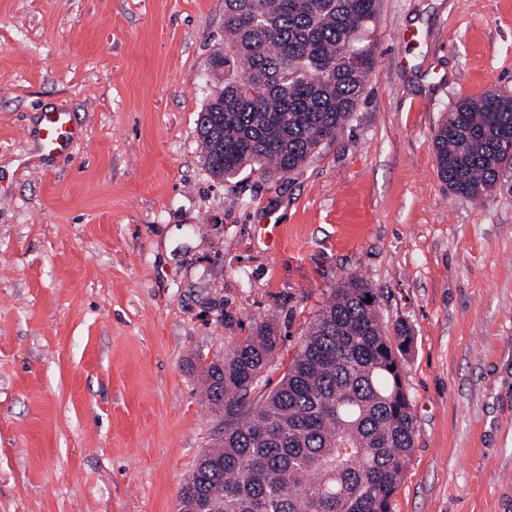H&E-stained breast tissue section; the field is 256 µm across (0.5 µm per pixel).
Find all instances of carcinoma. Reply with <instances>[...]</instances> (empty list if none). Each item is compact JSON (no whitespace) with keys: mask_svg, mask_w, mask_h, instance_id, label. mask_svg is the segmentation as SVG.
Segmentation results:
<instances>
[{"mask_svg":"<svg viewBox=\"0 0 512 512\" xmlns=\"http://www.w3.org/2000/svg\"><path fill=\"white\" fill-rule=\"evenodd\" d=\"M379 0H224L212 66L224 84L199 112L202 159L218 180L245 169L269 177L301 168L344 128L375 66L366 36ZM244 59L239 72L233 57ZM438 174L472 199L512 164V98L467 97L433 139ZM377 293L348 274L307 326L288 370L250 394L280 337L264 322L201 371V398L222 417L178 491V512H391L414 448L403 383L412 336H391Z\"/></svg>","mask_w":512,"mask_h":512,"instance_id":"obj_1","label":"carcinoma"}]
</instances>
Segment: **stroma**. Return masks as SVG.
<instances>
[{
    "mask_svg": "<svg viewBox=\"0 0 512 512\" xmlns=\"http://www.w3.org/2000/svg\"><path fill=\"white\" fill-rule=\"evenodd\" d=\"M352 119L299 170L207 171L224 0H0V512H177L201 358L262 322L277 385L338 280L413 337L393 512H512V167L440 179L454 104L512 95V0H380ZM70 112L43 152V112ZM77 136V128L68 112H46L40 137L50 154L64 152Z\"/></svg>",
    "mask_w": 512,
    "mask_h": 512,
    "instance_id": "35a3bbf8",
    "label": "stroma"
}]
</instances>
